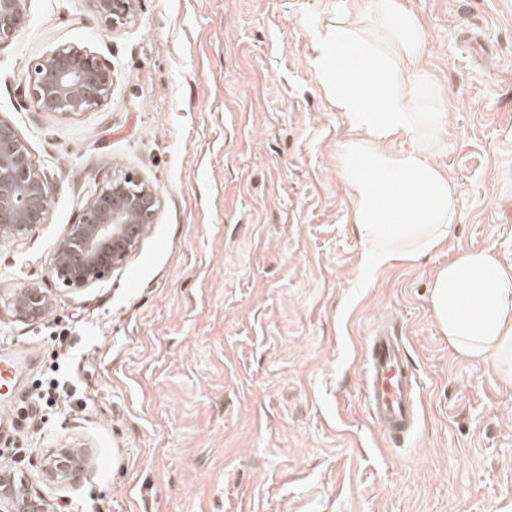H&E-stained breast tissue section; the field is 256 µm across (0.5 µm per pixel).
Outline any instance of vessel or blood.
Returning a JSON list of instances; mask_svg holds the SVG:
<instances>
[{
  "label": "vessel or blood",
  "mask_w": 512,
  "mask_h": 512,
  "mask_svg": "<svg viewBox=\"0 0 512 512\" xmlns=\"http://www.w3.org/2000/svg\"><path fill=\"white\" fill-rule=\"evenodd\" d=\"M20 362L19 352H0V398L17 397ZM362 384L373 424L387 438H409L420 418L422 389L393 322L378 323L369 336Z\"/></svg>",
  "instance_id": "b4317fda"
}]
</instances>
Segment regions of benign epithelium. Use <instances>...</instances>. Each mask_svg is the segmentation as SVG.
<instances>
[{
    "label": "benign epithelium",
    "instance_id": "1",
    "mask_svg": "<svg viewBox=\"0 0 512 512\" xmlns=\"http://www.w3.org/2000/svg\"><path fill=\"white\" fill-rule=\"evenodd\" d=\"M95 11L117 27L132 16L136 0H92ZM27 0H0V44L20 29ZM109 70L94 57L64 45L44 55L34 68L30 98L46 112L73 116L104 101L110 93ZM49 187L35 167L27 146L14 129L0 122V241L18 243L43 222ZM157 194L127 174L104 183L87 202L81 219L68 227L48 264V279L67 290H82L102 281L129 254L140 227L150 222ZM49 291L38 283L22 288L8 300L19 316L50 309ZM60 447L44 465L57 482L75 478L85 469L77 448ZM0 512H56L54 503L16 473L0 475Z\"/></svg>",
    "mask_w": 512,
    "mask_h": 512
}]
</instances>
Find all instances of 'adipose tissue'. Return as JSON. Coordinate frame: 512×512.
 Wrapping results in <instances>:
<instances>
[{"label":"adipose tissue","mask_w":512,"mask_h":512,"mask_svg":"<svg viewBox=\"0 0 512 512\" xmlns=\"http://www.w3.org/2000/svg\"><path fill=\"white\" fill-rule=\"evenodd\" d=\"M309 66L346 119L338 155L365 254V273L444 248L459 198L436 158L447 113L420 89L426 34L401 0H336L306 22ZM430 306L457 353L512 381V266L492 250H461L432 278Z\"/></svg>","instance_id":"adipose-tissue-1"}]
</instances>
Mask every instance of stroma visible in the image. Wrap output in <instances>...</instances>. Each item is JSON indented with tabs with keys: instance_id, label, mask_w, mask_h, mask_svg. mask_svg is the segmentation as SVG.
<instances>
[{
	"instance_id": "35a3bbf8",
	"label": "stroma",
	"mask_w": 512,
	"mask_h": 512,
	"mask_svg": "<svg viewBox=\"0 0 512 512\" xmlns=\"http://www.w3.org/2000/svg\"><path fill=\"white\" fill-rule=\"evenodd\" d=\"M426 31L427 95L448 123L437 164L456 185L441 251L363 275L338 174L348 127L308 64L304 19L331 0H138L111 28L91 0H29L0 44V121L50 190L43 223L0 243V347L35 353L23 389L78 363L77 399L28 409L0 435L64 512H512V384L461 357L428 301L459 249L512 266V0H403ZM496 55L473 65L462 32ZM70 44L109 70L74 116L29 99L36 61ZM136 175L156 212L124 261L52 291L58 344L4 299L48 261L102 184ZM394 319L423 385L405 444L361 392L375 324ZM85 443L75 483L46 480L53 448Z\"/></svg>"
}]
</instances>
